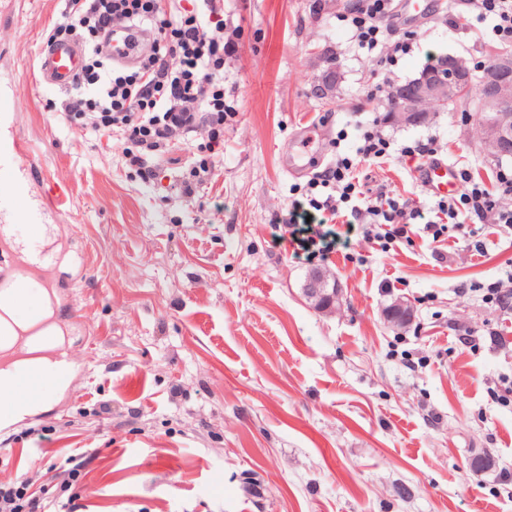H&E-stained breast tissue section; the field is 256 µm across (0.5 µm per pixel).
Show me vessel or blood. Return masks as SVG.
<instances>
[{"label":"vessel or blood","mask_w":512,"mask_h":512,"mask_svg":"<svg viewBox=\"0 0 512 512\" xmlns=\"http://www.w3.org/2000/svg\"><path fill=\"white\" fill-rule=\"evenodd\" d=\"M146 28H111L107 49L114 63L134 64L141 46L152 38ZM84 64L79 43L56 40L39 54V81L59 90L70 88ZM31 148L22 137L0 141V242L9 245L18 260L14 270L0 273V431L18 419L39 415L56 396L67 393L78 368L62 344V335L78 327L75 308L65 307L59 289L47 274L59 256L60 236L50 215L58 214L62 203L52 199L40 203L30 197L23 172L32 171ZM421 178L440 195L454 193L456 178L443 161L425 165ZM26 207L27 231L19 235L10 219L17 204Z\"/></svg>","instance_id":"vessel-or-blood-1"}]
</instances>
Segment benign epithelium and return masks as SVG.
Masks as SVG:
<instances>
[{
    "label": "benign epithelium",
    "mask_w": 512,
    "mask_h": 512,
    "mask_svg": "<svg viewBox=\"0 0 512 512\" xmlns=\"http://www.w3.org/2000/svg\"><path fill=\"white\" fill-rule=\"evenodd\" d=\"M471 85L470 70L449 60L442 70L424 72L411 83L397 87L392 119L402 123L412 121L422 112L421 103L456 100ZM478 111L483 115V139L491 152L499 156H512L511 52L499 55L487 70L478 94Z\"/></svg>",
    "instance_id": "1"
}]
</instances>
